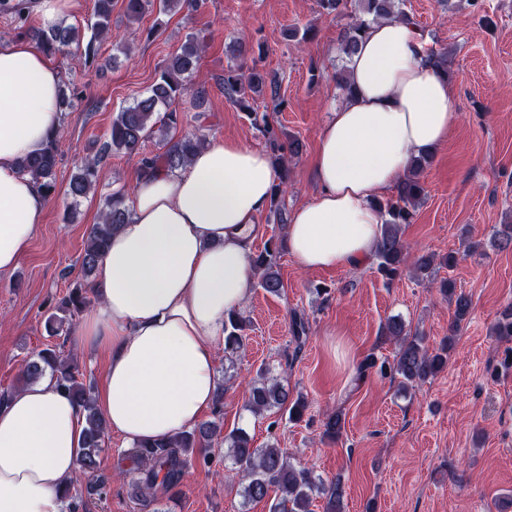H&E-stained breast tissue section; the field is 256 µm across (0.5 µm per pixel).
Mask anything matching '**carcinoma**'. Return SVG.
I'll return each mask as SVG.
<instances>
[{
    "label": "carcinoma",
    "mask_w": 512,
    "mask_h": 512,
    "mask_svg": "<svg viewBox=\"0 0 512 512\" xmlns=\"http://www.w3.org/2000/svg\"><path fill=\"white\" fill-rule=\"evenodd\" d=\"M112 5L113 0H93L92 21L85 28L61 24L50 31L32 27L28 16L18 6L12 9L8 7L6 11L12 15L18 33L30 36L46 55L63 54L80 65L89 66L95 61L102 42L110 32ZM123 5L128 20L135 22L154 7L160 13L195 11L200 7V0H123ZM404 6L405 0H318L319 12L325 16L337 18L350 12L355 16V20L346 24L338 36L340 51L346 58L358 50L359 42L371 24L391 18L411 19ZM203 50V42L197 35L186 36L179 50L165 62L159 77L146 95L117 112L93 157L82 161L69 181L68 195L73 201L86 197L96 187L101 165L114 153L140 156V171L144 174L162 168L173 172L183 168L204 146L205 138L195 134H187L177 140L170 137L171 130L177 128L180 121V113L176 109L179 100L189 93L193 94L195 108L198 110L207 100L204 85L194 86L189 83V78L197 72ZM247 54L248 50L242 44L225 47L228 64L224 69V94L241 111L250 115L256 113L257 97H267L274 108H281L284 100L279 87L267 84L257 66H246ZM262 132L279 172L270 199V211L277 216L278 223L285 224L288 216L279 206L280 196L288 184L285 154H299L302 143L291 138L288 146H283L266 122L262 125ZM62 137L61 132L51 137L40 151L27 156L20 163V171L31 176L49 196L54 195L56 190L55 168ZM151 139L162 142L164 152L147 155L144 146ZM431 158L429 153L414 158L408 173L397 185L395 195L377 202L382 229L374 259L377 272L388 281L400 277L406 267L409 252L401 240L400 229L401 225L410 223L415 208L427 195L421 174ZM128 196L129 191L118 189L105 197L101 220L90 228L81 258L83 277L92 276L112 234L129 222L130 209L126 205ZM282 246V239L272 236L260 252L251 255L252 267L258 274V287L273 295H279L284 290L276 270L277 254ZM493 246L502 250L512 248V221L500 225L495 231ZM438 264L451 268L455 264V257L450 254L437 263L434 256L421 255L415 259L413 268L417 277L432 281ZM438 288L453 307L454 324L465 321L471 308L468 295L456 291L454 283L447 278L439 281ZM91 302L85 285L75 284L59 299L55 312L47 318L45 329L48 335L59 336L70 332L79 314ZM250 326V321L241 312H232L224 323V352L231 356L242 352ZM492 333L501 341L512 342V306L500 313ZM382 335L402 340L399 352L391 363H379L377 359L367 357L358 369V378H363L366 372L375 368L381 376L398 381L400 389L407 390L435 377L448 363L450 344L445 342L431 351L424 345L422 338L407 336L404 323L398 318L388 319L382 327ZM47 369L85 413L80 474L95 479L97 490L103 493L108 480L98 474V456L105 444L107 427L95 407L92 387L84 382L78 367L69 363L59 350L50 347L25 360L23 376L34 382ZM245 408L255 416H262L274 409L284 410L288 412L289 420L299 421L307 410V402L300 394L292 395L272 374L270 367L262 365L256 370ZM343 427L344 415L336 411L323 422V437L334 440L340 436ZM221 429V422L205 421L168 441L139 446L133 452V471L138 475L137 485L144 506L148 507L155 502L156 488L170 491L177 487L189 461L209 464L210 456L206 447L211 445ZM224 442L227 443L224 457L231 461V472L241 483L245 500L261 501L273 489L276 496L270 512H311L313 495L322 494L327 497L326 512H343L344 490L339 480L327 482L314 477L312 471L294 465L287 452L275 444L263 448L253 447L251 437L243 428H234L225 434Z\"/></svg>",
    "instance_id": "obj_1"
}]
</instances>
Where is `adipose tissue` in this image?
I'll return each instance as SVG.
<instances>
[{"label":"adipose tissue","instance_id":"1","mask_svg":"<svg viewBox=\"0 0 512 512\" xmlns=\"http://www.w3.org/2000/svg\"><path fill=\"white\" fill-rule=\"evenodd\" d=\"M352 95L319 136L315 198L288 216L286 245L308 270L364 265L380 237L375 207L413 155L445 143L453 89L408 20L371 25L347 63ZM61 75L33 42L0 44V273L26 253L48 198L19 169L63 123ZM277 180L267 150L215 138L181 170L133 181L127 224L96 268L97 305L78 342L107 358L96 406L134 448L193 429L212 410L224 322L241 309L257 217ZM82 410L43 376L0 400V512H68Z\"/></svg>","mask_w":512,"mask_h":512}]
</instances>
